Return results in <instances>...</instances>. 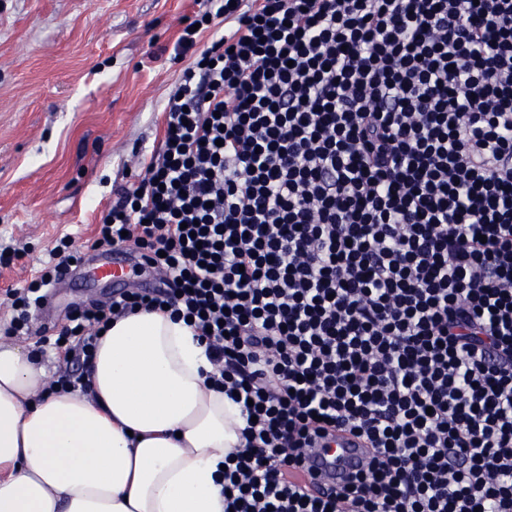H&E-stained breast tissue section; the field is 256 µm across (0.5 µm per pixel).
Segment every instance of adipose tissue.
Returning <instances> with one entry per match:
<instances>
[{"label":"adipose tissue","mask_w":512,"mask_h":512,"mask_svg":"<svg viewBox=\"0 0 512 512\" xmlns=\"http://www.w3.org/2000/svg\"><path fill=\"white\" fill-rule=\"evenodd\" d=\"M195 329L139 310L97 340L89 392L48 391L27 346L0 342V512H224L217 469L240 409Z\"/></svg>","instance_id":"1"}]
</instances>
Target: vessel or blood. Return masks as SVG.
Segmentation results:
<instances>
[{
	"label": "vessel or blood",
	"instance_id": "1",
	"mask_svg": "<svg viewBox=\"0 0 512 512\" xmlns=\"http://www.w3.org/2000/svg\"><path fill=\"white\" fill-rule=\"evenodd\" d=\"M128 259L115 256L94 259L87 266L86 274L93 279L124 284L130 276ZM369 451L345 434H337L329 447L308 449L302 467L297 473L299 483L315 496L329 492L342 478L362 472L369 463Z\"/></svg>",
	"mask_w": 512,
	"mask_h": 512
}]
</instances>
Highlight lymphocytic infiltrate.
I'll list each match as a JSON object with an SVG mask.
<instances>
[{"instance_id": "lymphocytic-infiltrate-1", "label": "lymphocytic infiltrate", "mask_w": 512, "mask_h": 512, "mask_svg": "<svg viewBox=\"0 0 512 512\" xmlns=\"http://www.w3.org/2000/svg\"><path fill=\"white\" fill-rule=\"evenodd\" d=\"M144 178L91 249L123 289L40 337L85 387L96 337L138 309L191 319L246 424L226 512H512V0H208ZM57 240L6 292L24 336L82 257ZM373 452L304 495L305 449ZM131 265L127 258L113 256L112 259H91L86 275L93 279L112 281L116 286L124 284L130 276Z\"/></svg>"}]
</instances>
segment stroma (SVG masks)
Instances as JSON below:
<instances>
[{
	"label": "stroma",
	"instance_id": "35a3bbf8",
	"mask_svg": "<svg viewBox=\"0 0 512 512\" xmlns=\"http://www.w3.org/2000/svg\"><path fill=\"white\" fill-rule=\"evenodd\" d=\"M205 0H0V327L23 285L71 234L83 248L99 213L158 148L157 116L181 67L170 56ZM111 286L74 267L31 335L52 336Z\"/></svg>",
	"mask_w": 512,
	"mask_h": 512
}]
</instances>
